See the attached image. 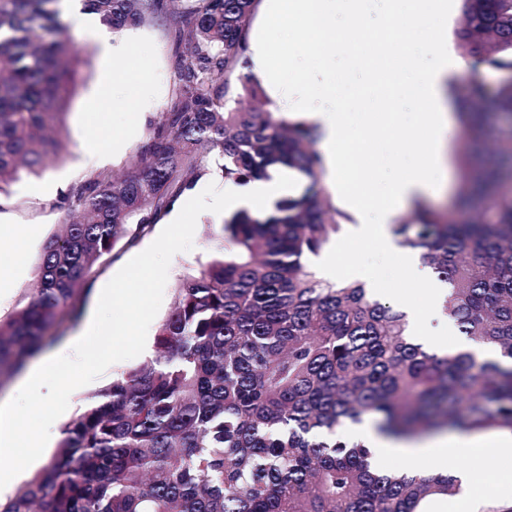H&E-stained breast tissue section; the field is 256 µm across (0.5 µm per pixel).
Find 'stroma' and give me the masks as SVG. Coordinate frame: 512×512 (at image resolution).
<instances>
[{
  "label": "stroma",
  "mask_w": 512,
  "mask_h": 512,
  "mask_svg": "<svg viewBox=\"0 0 512 512\" xmlns=\"http://www.w3.org/2000/svg\"><path fill=\"white\" fill-rule=\"evenodd\" d=\"M116 41L133 46L132 66L146 81L150 93L135 104H127L124 97L109 100L101 111L90 108V102L103 82V66L99 47L86 37H78L79 45L84 46L90 62L81 69L82 79L77 85L70 108L61 127L65 146L64 156L53 163L42 175H25L14 183L8 196L0 198V247L21 249L26 260L23 265L6 268L0 276V316L14 312L20 300L34 286L35 268L39 262L43 243L59 231L66 213L54 208L52 199H33L26 192L27 187L65 180L68 185H77L93 174L109 171L120 174L126 171L134 161L138 145L148 136L151 128L167 112L176 95L178 70L175 52L169 40L167 27L163 21L153 20L137 28L114 32ZM336 71L344 79V92L337 106L348 112L351 127H359L362 115L357 108L361 96H369L377 107H396L402 123L397 135L406 138L419 112L424 106L418 96H401L389 100L387 90L375 86L371 79L372 67L367 60L355 55H337ZM104 124L107 135L99 145L98 152H91L86 145V131L96 124ZM396 135H385L372 143L362 165L369 168L380 182H388L396 163L408 165L418 163L420 151L416 142L407 140L397 145ZM490 141L473 143L463 139L458 125L448 128V146L445 150V162L448 166V181L437 186L429 202L434 210L451 211L459 185L458 158L461 154L471 153L482 157L490 153ZM221 215L210 211L199 215L193 238V248L188 252L176 254L170 263L168 279L164 289L163 301L152 321L147 337L155 339L161 320L172 310L175 302V288L186 276L199 272L209 259L220 237L218 229ZM162 224H154L151 231L136 245L128 247L117 245L112 259L105 264L88 292L82 309L79 324L70 326L63 337L56 340L52 348L60 350L79 334L82 321L92 317L99 296L109 280L135 255L145 250L162 231ZM348 234L332 239L327 249L336 255V275L345 277L346 267L357 263L371 271L377 284L384 291L394 292L413 301L423 300L425 292L418 283L405 280L400 275L399 262L395 255L363 248L356 253L347 249ZM142 357L121 361L111 365L107 371L93 382L76 389L70 396L68 409L54 422L52 434L41 457L33 463L31 470L23 471L22 479H29L32 471L44 468L54 455L62 437L64 425L86 406L89 397L118 378L129 368L141 365Z\"/></svg>",
  "instance_id": "stroma-1"
}]
</instances>
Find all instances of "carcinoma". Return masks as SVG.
Listing matches in <instances>:
<instances>
[{"label": "carcinoma", "mask_w": 512, "mask_h": 512, "mask_svg": "<svg viewBox=\"0 0 512 512\" xmlns=\"http://www.w3.org/2000/svg\"><path fill=\"white\" fill-rule=\"evenodd\" d=\"M62 0H0V195L21 171L59 155L61 117L85 50L61 20ZM112 30L166 21L181 86L126 174L99 172L56 208L78 207L37 265L38 288L0 319V387L79 317L100 259L135 245L174 201L223 160L226 183L295 171L303 191L223 220L220 246L182 279L155 337L156 355L96 392L58 449L0 512H427L458 492L450 474L370 470V451L337 436L365 415L413 439L443 430L512 431V365L438 352L409 335L405 314L363 284L327 280L307 263L350 216L332 198L314 148L318 128L241 112L202 77L236 69L255 0H81ZM472 69L457 92L463 138H489L496 160L460 157L466 221L421 204L392 225L400 246L448 283L445 313L460 333L512 360V125L481 111L486 72L507 74L496 109L512 114V0H463L454 29Z\"/></svg>", "instance_id": "cac0c4a2"}]
</instances>
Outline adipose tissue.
Here are the masks:
<instances>
[{"instance_id":"ef3b65f1","label":"adipose tissue","mask_w":512,"mask_h":512,"mask_svg":"<svg viewBox=\"0 0 512 512\" xmlns=\"http://www.w3.org/2000/svg\"><path fill=\"white\" fill-rule=\"evenodd\" d=\"M400 2L408 19L429 26L427 49L434 53L435 62L412 75L426 106L425 113L419 117L413 129L415 137L421 141V159L415 167L394 179L391 185H377L374 177L362 170L348 169L345 148L351 136L345 113L322 111L312 105L305 94L306 88L313 83L331 96L340 91L332 49L350 40L358 41L364 29L362 19L369 9L366 0H345L350 24L342 31L336 28V0H263V31L251 39L248 70L269 87L274 97L292 102L294 119L317 126L320 132L318 149L323 157L327 179L335 194L343 197L350 208L362 216L355 236L356 243L399 255L403 276L424 284V305H414L397 296L392 299L393 304L406 313L415 337L441 350L445 347L443 338L448 335L454 337L456 350L471 353L480 360L497 361L501 358L499 352L468 338L458 337L455 324L443 315V306L448 297L447 287L430 268L422 265L416 252L401 247L392 233L396 220L411 210L416 201L427 197L434 184L442 180L445 140L452 120L448 111L451 67L447 56L437 52L445 34L431 16L429 0ZM292 21L298 22L308 36L311 63L304 75L290 87L282 79L286 60L272 48L263 32L287 26ZM72 22L79 32L100 42L105 56L111 60L112 72L124 73L121 90L125 95L147 94L145 83L130 72V53L125 46L114 45L92 16L76 11L72 14ZM296 188V180L278 173L269 181L225 185L223 195L214 197L213 205L225 210L244 207L255 210L270 199ZM348 431L354 441L371 449L372 462L378 468L395 458L401 468L409 472L429 465L444 473L448 470L446 459L451 455L463 458L480 455L495 460L512 457V432L509 431L493 438L457 434L407 442L381 434L368 417L360 423L349 425Z\"/></svg>"}]
</instances>
